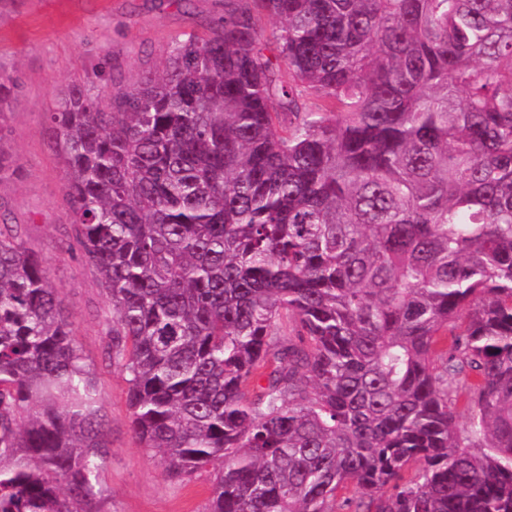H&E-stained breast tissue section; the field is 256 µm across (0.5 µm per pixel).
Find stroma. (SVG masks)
Here are the masks:
<instances>
[{"label": "stroma", "mask_w": 512, "mask_h": 512, "mask_svg": "<svg viewBox=\"0 0 512 512\" xmlns=\"http://www.w3.org/2000/svg\"><path fill=\"white\" fill-rule=\"evenodd\" d=\"M223 16L224 0H0V68L22 81L6 114L19 171L0 182V203L45 260L97 377L111 442L103 512H208L214 472L171 479L131 429L125 376L105 362L100 320L110 301L98 275L71 256L66 171L46 114L71 83L117 90L158 72L174 40L208 33Z\"/></svg>", "instance_id": "35a3bbf8"}]
</instances>
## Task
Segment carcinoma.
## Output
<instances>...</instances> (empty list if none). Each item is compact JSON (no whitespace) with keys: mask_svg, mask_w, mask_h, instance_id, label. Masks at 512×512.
<instances>
[{"mask_svg":"<svg viewBox=\"0 0 512 512\" xmlns=\"http://www.w3.org/2000/svg\"><path fill=\"white\" fill-rule=\"evenodd\" d=\"M46 124L132 429L209 512H512V0H226ZM73 336L0 224V512H102Z\"/></svg>","mask_w":512,"mask_h":512,"instance_id":"carcinoma-1","label":"carcinoma"}]
</instances>
